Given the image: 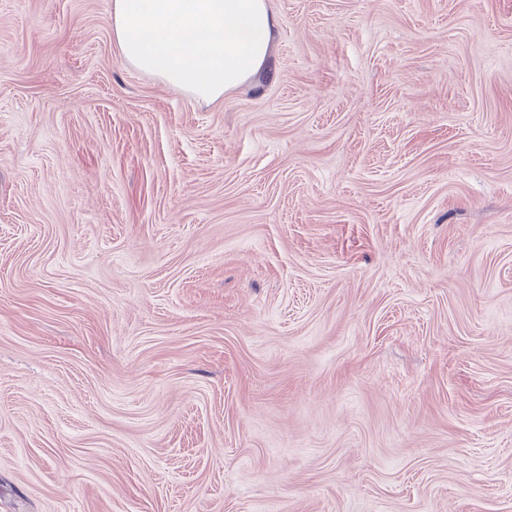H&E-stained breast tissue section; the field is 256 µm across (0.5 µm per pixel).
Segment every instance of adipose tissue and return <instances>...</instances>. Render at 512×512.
<instances>
[{"instance_id": "1", "label": "adipose tissue", "mask_w": 512, "mask_h": 512, "mask_svg": "<svg viewBox=\"0 0 512 512\" xmlns=\"http://www.w3.org/2000/svg\"><path fill=\"white\" fill-rule=\"evenodd\" d=\"M269 0H113L125 63L212 103L259 72L270 54Z\"/></svg>"}]
</instances>
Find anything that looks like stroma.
Instances as JSON below:
<instances>
[{
  "mask_svg": "<svg viewBox=\"0 0 512 512\" xmlns=\"http://www.w3.org/2000/svg\"><path fill=\"white\" fill-rule=\"evenodd\" d=\"M113 0H0V512H512V0H270L207 103Z\"/></svg>",
  "mask_w": 512,
  "mask_h": 512,
  "instance_id": "obj_1",
  "label": "stroma"
}]
</instances>
